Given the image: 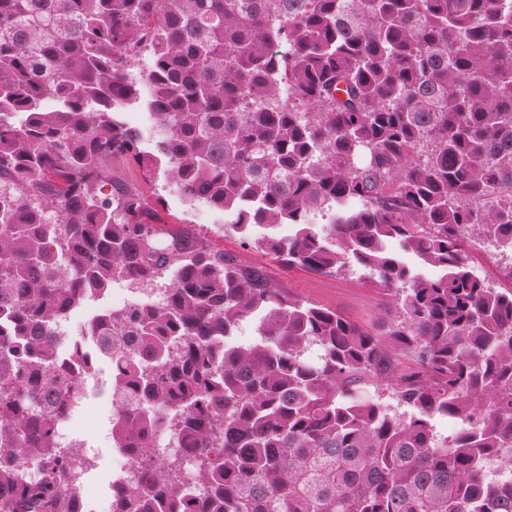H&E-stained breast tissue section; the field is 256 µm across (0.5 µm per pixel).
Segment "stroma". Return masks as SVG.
<instances>
[{"label":"stroma","instance_id":"35a3bbf8","mask_svg":"<svg viewBox=\"0 0 512 512\" xmlns=\"http://www.w3.org/2000/svg\"><path fill=\"white\" fill-rule=\"evenodd\" d=\"M116 171L128 182L139 185L146 196L164 199V207L158 210L159 223L164 230H187L207 237L214 246L235 255L243 263L263 268L273 281L296 296L336 310L362 324L375 321L384 297L375 292L370 277L358 271L321 275L300 267L283 265L273 254L244 245L239 236L229 230L223 213L187 206L175 187L164 177L159 176L146 183L136 166L120 165ZM462 249L477 276L493 287L512 290V260L467 239L463 240ZM111 372L109 361L99 359L98 381L91 392L98 413L90 417L81 411L73 414L68 422L74 438L84 444L85 455L91 465L88 473L90 484L106 500L112 496L117 455L109 436L114 413Z\"/></svg>","mask_w":512,"mask_h":512}]
</instances>
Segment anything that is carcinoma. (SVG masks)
Instances as JSON below:
<instances>
[{
	"mask_svg": "<svg viewBox=\"0 0 512 512\" xmlns=\"http://www.w3.org/2000/svg\"><path fill=\"white\" fill-rule=\"evenodd\" d=\"M497 2L0 0V512H74L85 461L60 428L101 356L112 441L137 464L112 512H512V479L490 472L512 467V291L461 250L476 235L512 253ZM140 102L154 152L121 118ZM131 162L290 267L373 271L394 308L365 326L165 232L161 199L112 176ZM392 242L442 275L412 274ZM166 278L157 304L61 348L85 299ZM440 416L467 428L441 437Z\"/></svg>",
	"mask_w": 512,
	"mask_h": 512,
	"instance_id": "1",
	"label": "carcinoma"
}]
</instances>
